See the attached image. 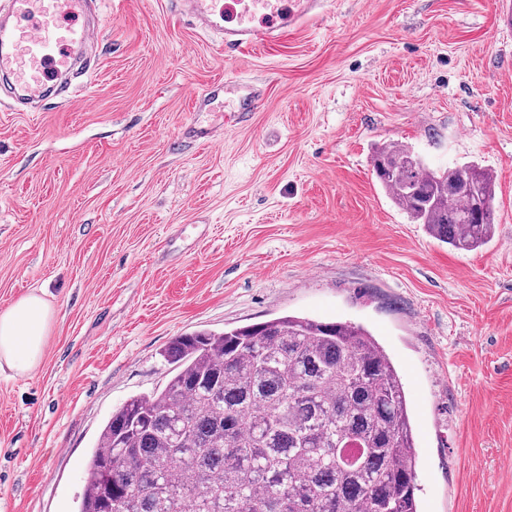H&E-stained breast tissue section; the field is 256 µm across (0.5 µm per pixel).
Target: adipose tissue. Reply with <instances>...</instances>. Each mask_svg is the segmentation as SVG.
Wrapping results in <instances>:
<instances>
[{"label":"adipose tissue","mask_w":512,"mask_h":512,"mask_svg":"<svg viewBox=\"0 0 512 512\" xmlns=\"http://www.w3.org/2000/svg\"><path fill=\"white\" fill-rule=\"evenodd\" d=\"M49 303L28 294L0 311V370L25 377L39 365L53 322Z\"/></svg>","instance_id":"ef3b65f1"}]
</instances>
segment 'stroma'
Here are the masks:
<instances>
[{
  "label": "stroma",
  "mask_w": 512,
  "mask_h": 512,
  "mask_svg": "<svg viewBox=\"0 0 512 512\" xmlns=\"http://www.w3.org/2000/svg\"><path fill=\"white\" fill-rule=\"evenodd\" d=\"M102 11L71 100L0 98V310L41 291L55 313L36 371L0 378V512H79L103 424L167 382L174 337L288 314L390 353L421 512H512V0H331L245 54L173 0ZM220 77L252 111H194ZM392 142L490 169L492 241L413 223L373 174Z\"/></svg>",
  "instance_id": "obj_1"
}]
</instances>
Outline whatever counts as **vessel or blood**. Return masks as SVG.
I'll use <instances>...</instances> for the list:
<instances>
[{
  "instance_id": "b4317fda",
  "label": "vessel or blood",
  "mask_w": 512,
  "mask_h": 512,
  "mask_svg": "<svg viewBox=\"0 0 512 512\" xmlns=\"http://www.w3.org/2000/svg\"><path fill=\"white\" fill-rule=\"evenodd\" d=\"M98 0H0V94L38 107L65 91L68 78L96 64L103 24ZM197 29L238 51L275 45L320 18L326 0H176Z\"/></svg>"
}]
</instances>
